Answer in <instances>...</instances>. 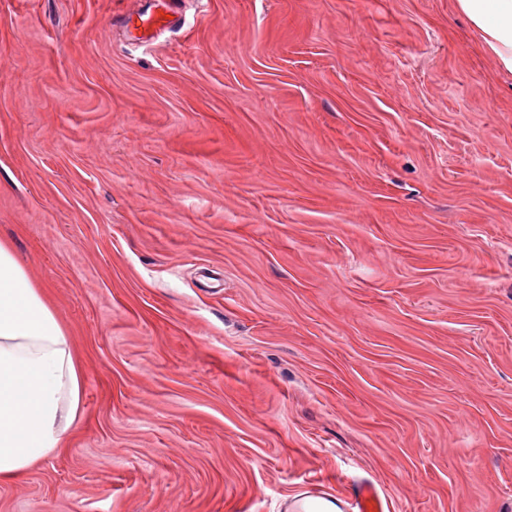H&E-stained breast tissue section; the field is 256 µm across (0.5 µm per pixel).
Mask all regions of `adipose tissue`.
I'll list each match as a JSON object with an SVG mask.
<instances>
[{
    "mask_svg": "<svg viewBox=\"0 0 512 512\" xmlns=\"http://www.w3.org/2000/svg\"><path fill=\"white\" fill-rule=\"evenodd\" d=\"M482 48L512 75V0H456ZM85 374L44 292L0 239V481L22 479L83 418Z\"/></svg>",
    "mask_w": 512,
    "mask_h": 512,
    "instance_id": "1",
    "label": "adipose tissue"
}]
</instances>
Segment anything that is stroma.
I'll use <instances>...</instances> for the list:
<instances>
[{"label":"stroma","mask_w":512,"mask_h":512,"mask_svg":"<svg viewBox=\"0 0 512 512\" xmlns=\"http://www.w3.org/2000/svg\"><path fill=\"white\" fill-rule=\"evenodd\" d=\"M0 0V238L84 416L0 512H512V76L454 0ZM130 15H134L137 20H139V25H136V29L140 30L142 34H150L152 33L155 27L172 29L176 28L179 25V18L177 16H173V19L165 18L164 16H156L151 13L136 11ZM352 504L357 506L360 512H382L384 510L375 489L368 483L357 488Z\"/></svg>","instance_id":"35a3bbf8"}]
</instances>
